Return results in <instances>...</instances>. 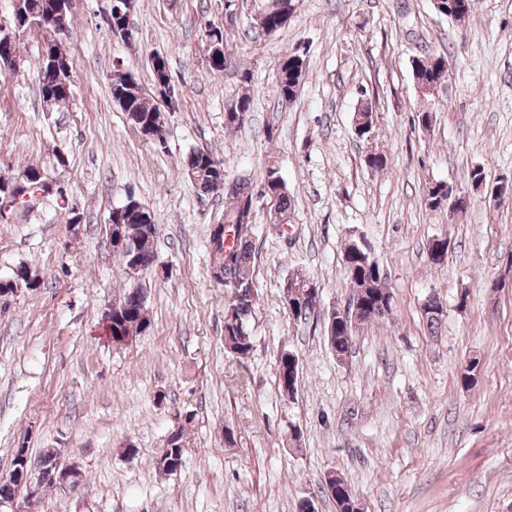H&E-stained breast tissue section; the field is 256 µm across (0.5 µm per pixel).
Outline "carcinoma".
<instances>
[{
    "mask_svg": "<svg viewBox=\"0 0 512 512\" xmlns=\"http://www.w3.org/2000/svg\"><path fill=\"white\" fill-rule=\"evenodd\" d=\"M303 67L296 62V57L288 56L283 60L279 74V97L281 100H290L295 97L302 75ZM74 75L68 71H61L56 77L58 85L68 88V93L54 96L49 100L46 95V86L39 87L42 103L55 110L66 104L73 94ZM112 96L123 92L126 100L124 111L127 119L136 130L138 127L149 124L157 128L158 134H163L165 127L164 113L160 106L151 100L145 93L141 84L131 74L118 75L110 83ZM199 168L195 173L197 190L203 195H210L216 189L218 180H224V223L231 225L235 232L236 247L227 251L215 244L214 232H209L210 268L221 266L224 274V287L230 289V297L224 304V347L231 354L244 358L254 348V337L249 329L257 297V287L253 276L254 259V221L256 197L253 182L245 176L237 177L231 181L225 180L223 160L211 151L195 150L189 153L185 160V167ZM265 183L275 193L278 205L277 215L280 222L288 219V209L291 200L286 191L284 182L278 176V171L270 168L266 172ZM448 190L443 183L436 182L428 187L425 205L431 211H436L445 205ZM112 231H119L126 240L131 252L138 259L140 271L152 268L156 262L154 243L160 234V225L152 222L144 224L138 214L129 212L125 214L123 222L112 224ZM345 257L350 263L345 265V274L349 287L353 288L352 296L359 298L357 306L358 324L372 321H381L393 313V297L388 291L386 277L380 267L371 245L360 238L349 244ZM20 278L16 281L0 280V296L14 293V288L20 285L27 290L39 288L38 277L25 266L17 268ZM287 280L296 286V297L292 299L289 307L294 319L308 321L317 318L320 312L317 308V296L320 287L314 280L300 273L292 274ZM138 292V289L129 288L122 295L123 302L112 306V343L120 345L128 338L146 332L150 325V315L147 306L134 304L129 295ZM422 312L426 319L427 328L431 335H436L443 319L440 298L429 296L422 305ZM355 328L348 326L347 321L339 320L333 335L327 336V344L337 358L350 355L353 344ZM279 388L282 396L296 388L298 377L288 378V354L282 353L278 364ZM186 437L184 427L180 426L167 436L160 454L155 459V468L163 473L170 474L174 469L170 463L177 456L185 453ZM60 449L47 448L37 458L27 457L28 467L32 469L55 466L59 464ZM336 512H352L355 497L348 487V483L339 480L336 484L334 496Z\"/></svg>",
    "mask_w": 512,
    "mask_h": 512,
    "instance_id": "obj_1",
    "label": "carcinoma"
}]
</instances>
